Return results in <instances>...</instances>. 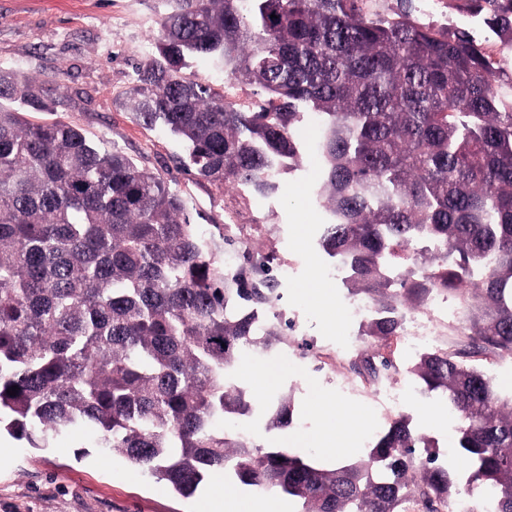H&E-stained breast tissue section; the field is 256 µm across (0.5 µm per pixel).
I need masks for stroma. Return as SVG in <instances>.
I'll use <instances>...</instances> for the list:
<instances>
[{
  "label": "stroma",
  "mask_w": 512,
  "mask_h": 512,
  "mask_svg": "<svg viewBox=\"0 0 512 512\" xmlns=\"http://www.w3.org/2000/svg\"><path fill=\"white\" fill-rule=\"evenodd\" d=\"M368 11L383 17L408 12L437 28H465L493 49L505 73L512 74V48L498 44L480 16L459 0H440L432 11L418 0H368ZM164 0H0V65L24 72L60 98L57 115L82 128L101 148H118L140 167L160 174L186 201L203 224H264L257 241L274 248L294 268L280 283V308L295 322L287 330L288 347L273 359L241 360L236 376L248 384V368L274 371L272 391L288 392L295 419L285 430L267 434V443L305 454L313 451L311 435L326 427L344 433L349 418L360 429L346 455L360 459L369 445L365 429L384 432L389 420L404 418L420 433L450 448L448 466H456L460 421L445 400L428 392L415 373L420 352L406 353L392 343L390 374L402 390L396 402L381 403L346 389L352 367L340 365L336 351L352 340L353 359L369 345L362 327L341 320L339 305L347 293L342 282L318 277L312 265L320 255L322 207L313 191L317 167L306 156L301 167L281 174V190L265 197L248 190H219L183 165L182 145L162 127L144 128L131 122L120 100L131 86L140 63L151 56ZM188 76L209 84L225 102L254 109L263 96L257 87L230 79L224 72L196 63ZM324 290L328 300L317 303L311 287ZM448 344L466 364L488 375L503 395L512 394V358L478 349L465 334L464 321L449 325ZM333 399L337 414L313 407L316 394ZM98 429L88 424L59 435L50 447L33 448L9 435L0 436V512H208L213 487L191 497L175 493L165 483L146 476L123 458L97 448Z\"/></svg>",
  "instance_id": "obj_1"
}]
</instances>
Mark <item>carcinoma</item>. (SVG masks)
Here are the masks:
<instances>
[{
	"mask_svg": "<svg viewBox=\"0 0 512 512\" xmlns=\"http://www.w3.org/2000/svg\"><path fill=\"white\" fill-rule=\"evenodd\" d=\"M164 2L157 55L123 107L185 142L197 177L258 196L300 163L313 118L321 246L375 309L365 371L393 368L381 348L400 335L399 306L435 292L457 294L467 335L512 357V100L495 54L464 29L373 18L367 0ZM461 2L512 43V0ZM191 59L262 89L266 105L224 102L186 77ZM54 112L41 83L0 68V433L44 448L93 421L98 447L184 497L219 475L294 512H449L476 485L512 512V396L446 352L417 374L461 421L464 489L402 419L367 458L332 464L221 426L259 412L269 429L293 423L288 394L263 406L234 378L246 354L287 345L271 255L241 239L225 274L224 225L192 223L160 175L70 123L27 119ZM256 309L275 321L257 329Z\"/></svg>",
	"mask_w": 512,
	"mask_h": 512,
	"instance_id": "obj_1",
	"label": "carcinoma"
}]
</instances>
